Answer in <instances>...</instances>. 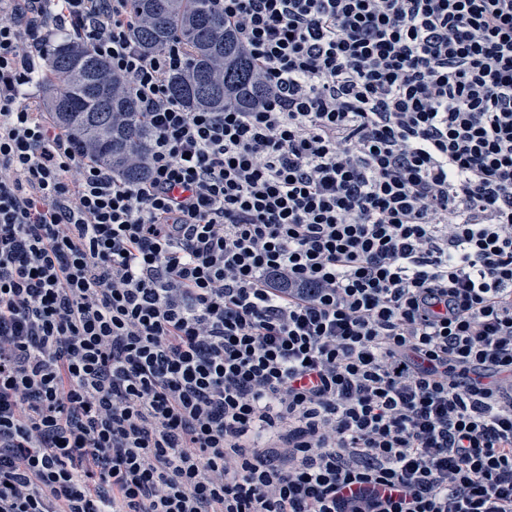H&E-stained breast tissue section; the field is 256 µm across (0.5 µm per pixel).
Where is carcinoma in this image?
Listing matches in <instances>:
<instances>
[{"label":"carcinoma","instance_id":"cac0c4a2","mask_svg":"<svg viewBox=\"0 0 512 512\" xmlns=\"http://www.w3.org/2000/svg\"><path fill=\"white\" fill-rule=\"evenodd\" d=\"M132 8L130 35L145 53H158L176 39L188 48L187 67L168 79L170 93L186 110L228 104L248 109L263 94L236 35L224 28L216 0H133ZM43 81L49 119L68 133L81 156L129 183L148 176L151 133L125 81L105 59L66 36L45 46Z\"/></svg>","mask_w":512,"mask_h":512}]
</instances>
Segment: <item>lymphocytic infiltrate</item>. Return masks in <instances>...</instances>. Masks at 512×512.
I'll use <instances>...</instances> for the list:
<instances>
[{
  "label": "lymphocytic infiltrate",
  "mask_w": 512,
  "mask_h": 512,
  "mask_svg": "<svg viewBox=\"0 0 512 512\" xmlns=\"http://www.w3.org/2000/svg\"><path fill=\"white\" fill-rule=\"evenodd\" d=\"M130 3L0 0V512H512V0H217L221 112ZM62 34L146 180L44 118ZM43 84L34 94L49 119L73 140L80 155L112 168L132 183L149 173L151 133L141 120L136 100L109 63L74 36L46 44Z\"/></svg>",
  "instance_id": "lymphocytic-infiltrate-1"
}]
</instances>
